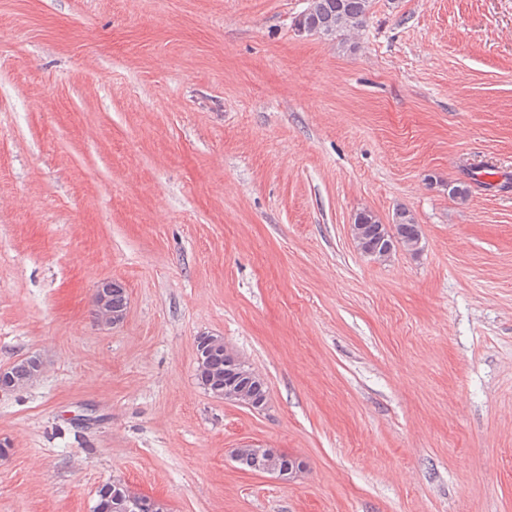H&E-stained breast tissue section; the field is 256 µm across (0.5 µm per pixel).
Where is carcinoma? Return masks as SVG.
Returning a JSON list of instances; mask_svg holds the SVG:
<instances>
[{
  "label": "carcinoma",
  "mask_w": 512,
  "mask_h": 512,
  "mask_svg": "<svg viewBox=\"0 0 512 512\" xmlns=\"http://www.w3.org/2000/svg\"><path fill=\"white\" fill-rule=\"evenodd\" d=\"M372 0H309L307 9L295 18L294 28L303 27L305 33L318 34L326 38L345 41L364 28ZM393 240L382 239V223L369 210L356 214L355 223L360 225L363 247L373 250L377 259L387 258L397 248L415 254L420 250L421 231L414 215L400 207L393 214ZM208 351L207 357L197 362V379L203 390L210 394L212 389H224L229 383L235 387L241 398L260 407L268 403L269 388L265 381L234 371L229 358L224 354V343H211L209 337L197 338L196 349ZM35 365L33 356H27L0 374V387L8 386L15 390L33 380ZM123 490L112 482L101 485L96 491L92 512H118V497L114 493Z\"/></svg>",
  "instance_id": "obj_1"
}]
</instances>
